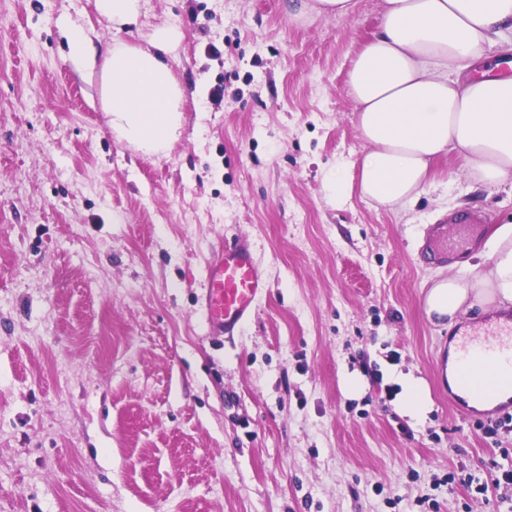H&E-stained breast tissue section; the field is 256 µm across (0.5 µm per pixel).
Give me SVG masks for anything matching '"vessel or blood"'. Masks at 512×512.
Wrapping results in <instances>:
<instances>
[{"mask_svg": "<svg viewBox=\"0 0 512 512\" xmlns=\"http://www.w3.org/2000/svg\"><path fill=\"white\" fill-rule=\"evenodd\" d=\"M205 281L200 307L207 329L214 335L239 333L268 292L265 271L244 239L218 250L206 269ZM455 347L460 361L491 360L511 370L512 316L474 324L457 338Z\"/></svg>", "mask_w": 512, "mask_h": 512, "instance_id": "1", "label": "vessel or blood"}]
</instances>
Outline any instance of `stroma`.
Here are the masks:
<instances>
[{
    "label": "stroma",
    "mask_w": 512,
    "mask_h": 512,
    "mask_svg": "<svg viewBox=\"0 0 512 512\" xmlns=\"http://www.w3.org/2000/svg\"><path fill=\"white\" fill-rule=\"evenodd\" d=\"M288 2L147 0L116 30L96 0H0V512H512V488L464 483L495 446L424 313L429 279L512 224V187L451 153L447 197L328 202L323 169L363 151L346 78L380 0L310 23ZM162 23L188 90L165 156L112 132L67 41L143 47ZM238 238L269 292L213 336L206 267ZM442 238L463 242L445 260ZM407 387V396L405 400V409L412 415L419 414L426 405V397L421 383L411 374L405 377Z\"/></svg>",
    "instance_id": "stroma-1"
}]
</instances>
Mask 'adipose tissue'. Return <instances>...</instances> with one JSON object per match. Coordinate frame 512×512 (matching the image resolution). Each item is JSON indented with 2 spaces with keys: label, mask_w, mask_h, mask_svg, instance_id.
<instances>
[{
  "label": "adipose tissue",
  "mask_w": 512,
  "mask_h": 512,
  "mask_svg": "<svg viewBox=\"0 0 512 512\" xmlns=\"http://www.w3.org/2000/svg\"><path fill=\"white\" fill-rule=\"evenodd\" d=\"M377 33L357 54L346 87L365 144L350 164L328 167L322 189L389 209L447 190L434 162L448 152L465 175L492 188L512 181V77H472L491 47L512 45V0H381ZM179 32L154 29L147 47L107 45L102 69L111 129L138 149L162 154L179 139L185 90L170 64ZM484 270L431 281L424 311L455 323L474 307L512 305V224L485 240Z\"/></svg>",
  "instance_id": "1"
}]
</instances>
